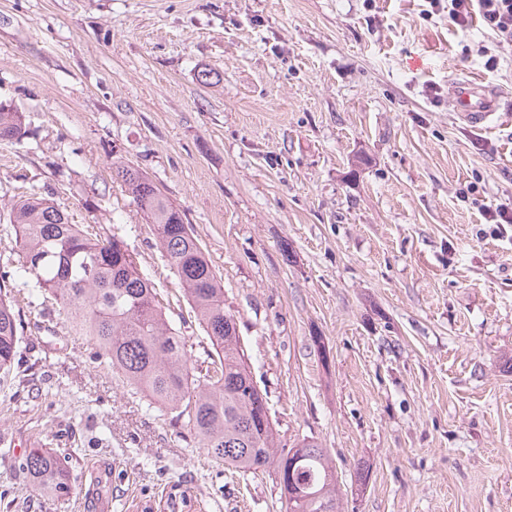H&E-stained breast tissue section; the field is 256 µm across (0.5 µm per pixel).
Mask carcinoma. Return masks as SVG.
<instances>
[{
    "instance_id": "1",
    "label": "carcinoma",
    "mask_w": 512,
    "mask_h": 512,
    "mask_svg": "<svg viewBox=\"0 0 512 512\" xmlns=\"http://www.w3.org/2000/svg\"><path fill=\"white\" fill-rule=\"evenodd\" d=\"M21 115L0 105V142L22 135ZM112 178L132 195L156 238L211 348L199 356L186 349L171 327L156 289L138 268L134 253L116 234L72 224L54 202L20 199L12 207L17 266L0 270V289L18 277L40 299L36 315L61 316L75 333L89 336L92 357L108 364L123 383L169 416L188 446L200 448L243 475L268 472L307 486L311 497L288 502L285 512H341L329 450L311 438L300 448L281 444L275 421L264 420L267 393L253 380L235 316L224 308V285L186 216L157 185L124 161L112 163ZM19 323L14 303L0 293V369L17 355ZM38 439L19 466L41 489L71 493L65 458Z\"/></svg>"
}]
</instances>
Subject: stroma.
Masks as SVG:
<instances>
[{
  "mask_svg": "<svg viewBox=\"0 0 512 512\" xmlns=\"http://www.w3.org/2000/svg\"><path fill=\"white\" fill-rule=\"evenodd\" d=\"M465 78L500 97L492 129L455 112ZM0 105L25 129L0 143V267L12 204L52 200L122 237L188 351L209 348L122 159L184 211L283 442L329 449L342 512H512V224L483 212L512 204V48L479 21L457 32L431 0H0ZM17 309L0 512H168L174 485L191 512H283L89 337ZM42 431L78 443L68 499L16 465Z\"/></svg>",
  "mask_w": 512,
  "mask_h": 512,
  "instance_id": "35a3bbf8",
  "label": "stroma"
}]
</instances>
